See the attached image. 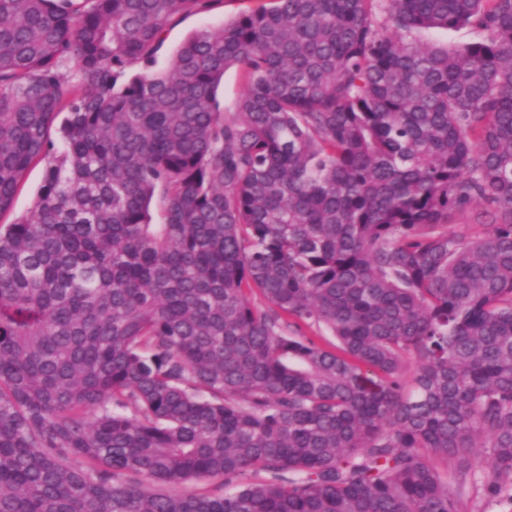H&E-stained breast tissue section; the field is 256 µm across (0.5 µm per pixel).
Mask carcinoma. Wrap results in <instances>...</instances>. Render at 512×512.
Masks as SVG:
<instances>
[{"mask_svg": "<svg viewBox=\"0 0 512 512\" xmlns=\"http://www.w3.org/2000/svg\"><path fill=\"white\" fill-rule=\"evenodd\" d=\"M224 2L0 0V512L512 504V0ZM224 5L207 14H195L185 18L178 26L169 30L165 36L163 48L158 55L157 68H163L170 61L176 49L184 39L194 31L206 27H218L224 24V20L233 17L242 7L240 0H227ZM420 38L423 41L436 44H464L474 40L475 34L468 29L448 31L428 30L422 32ZM245 88L243 71L233 67L224 74V79L218 89V101L224 112H233ZM43 177V164H38L28 170L24 186L16 195L12 211L1 218V223L8 224L16 217L28 215L30 213L34 208L36 195L42 184Z\"/></svg>", "mask_w": 512, "mask_h": 512, "instance_id": "1", "label": "carcinoma"}]
</instances>
